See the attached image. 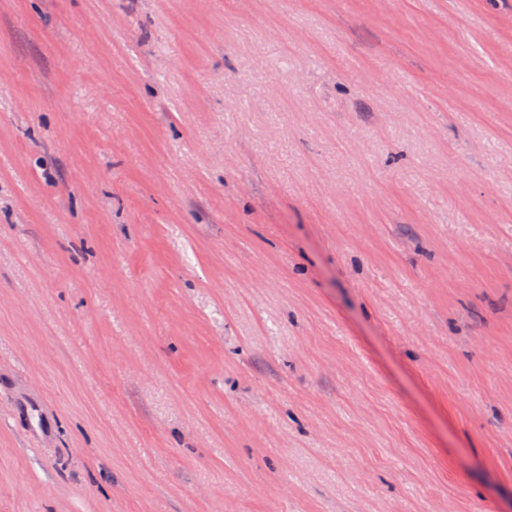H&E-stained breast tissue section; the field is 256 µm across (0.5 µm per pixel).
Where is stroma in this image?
I'll use <instances>...</instances> for the list:
<instances>
[{
	"instance_id": "1",
	"label": "stroma",
	"mask_w": 512,
	"mask_h": 512,
	"mask_svg": "<svg viewBox=\"0 0 512 512\" xmlns=\"http://www.w3.org/2000/svg\"><path fill=\"white\" fill-rule=\"evenodd\" d=\"M0 512H512V0H0Z\"/></svg>"
}]
</instances>
